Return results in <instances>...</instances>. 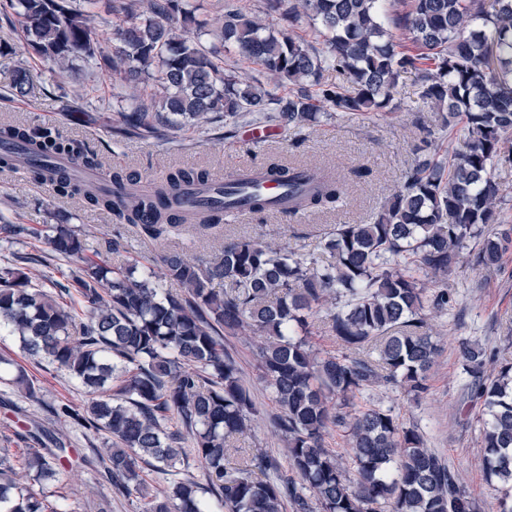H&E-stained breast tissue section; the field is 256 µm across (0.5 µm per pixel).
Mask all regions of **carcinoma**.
Wrapping results in <instances>:
<instances>
[{"label": "carcinoma", "instance_id": "cac0c4a2", "mask_svg": "<svg viewBox=\"0 0 512 512\" xmlns=\"http://www.w3.org/2000/svg\"><path fill=\"white\" fill-rule=\"evenodd\" d=\"M0 0V14L20 27L33 55L54 73L81 76L88 65L119 79L116 133L177 131L224 113V136L242 124L302 136L322 120L385 119L396 108L392 90L416 74L434 120L420 124L427 157L360 224H334L318 252L262 238H224L214 254L163 259L157 275L117 259L85 254L79 233L65 224H7L18 242L45 239L69 263L67 283L50 295L31 287L19 268H0V326L29 352L61 368L98 395L81 411L51 407L60 420L112 434L94 450L112 488L136 493L140 512H476L457 471L427 447L414 425L389 407H360L358 395L396 384L413 400L428 390L438 345L425 317L448 307V277L464 263L500 266L512 250V226L499 224L504 201L493 176L512 166V0H270L288 31L224 0L211 18L190 0ZM120 18L112 45L95 38L99 4ZM311 18L321 46L296 35ZM215 36L220 45L202 36ZM239 57L258 75L224 67ZM338 80H323L322 72ZM30 72L14 70L11 87L24 96ZM463 120L462 147L442 154V135ZM65 159L105 172V184L76 177ZM26 170L90 211L129 224L152 241L187 225L183 196L215 176L176 167L151 179L105 169L103 158L53 124H0V171ZM258 170L288 188V216L341 212L351 188L338 173L273 155ZM211 205L194 214L212 227L230 218ZM224 289H216V284ZM324 320L338 348L314 341ZM257 340L260 369L280 409L277 427L291 473L262 452L240 448L256 415L250 392L224 334ZM471 378L469 408L479 412L481 463L506 485L497 512H512V364L487 370L483 348L459 345ZM342 432L354 475L327 448ZM27 453L21 468L38 480H58L63 442ZM165 476L148 489L138 461ZM195 460L207 486L188 473ZM210 494L207 500L204 494ZM0 512H57L12 479L0 481Z\"/></svg>", "mask_w": 512, "mask_h": 512}]
</instances>
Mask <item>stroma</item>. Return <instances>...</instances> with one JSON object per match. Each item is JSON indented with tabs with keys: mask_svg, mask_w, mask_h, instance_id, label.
Wrapping results in <instances>:
<instances>
[{
	"mask_svg": "<svg viewBox=\"0 0 512 512\" xmlns=\"http://www.w3.org/2000/svg\"><path fill=\"white\" fill-rule=\"evenodd\" d=\"M12 41V50L0 55V122L52 123L69 137L85 140L103 155L107 164L135 171L145 177L161 175L183 165L205 166L214 174L229 175L244 163H261L271 153L305 161L349 175L355 168H367L366 176L354 178L352 204L336 214H312L298 220L276 215L266 219L226 222L224 228L174 234L164 242L139 237L133 230L118 229L107 215L89 211L74 200L57 197L51 187L31 181L21 172H0V267L15 264L27 255L23 268L34 287L50 290L49 279L60 261L42 242L20 245L4 233L7 224H67L78 230L89 255L108 261L112 241L120 239L121 257L129 262L152 265L154 258L168 254L189 256L210 251L224 236L262 237L278 243H305L314 249L318 235L329 224H356L365 220L382 203L389 190L403 182V175L415 162L413 145L418 123L430 122L432 109L418 94L414 74L401 76L394 90L399 109L386 120L331 121L300 138L274 136L266 144H252L247 127L236 137L225 138L223 119L180 131L158 129L148 136H120L107 120L92 124L71 121L69 107L93 111L100 100L111 98V71L97 69L81 79L63 83L54 79L42 64L29 55L21 32L12 30L0 18V38ZM27 65L32 89L26 96L13 93L10 79L18 65ZM451 300L447 311L426 320V330L436 336L441 351L429 372V390L420 402H412L404 391L382 384L366 391L365 401L390 407L405 423L417 426L429 447L442 454L465 479L482 512H495L497 493L485 477L479 461L480 443L476 415L464 412L469 380L462 371L457 346L467 340L486 348L496 363L512 362V251L504 255L500 268L486 271L470 266L448 279ZM227 348L243 370L244 383L256 405L253 427L241 439L242 447L275 458L283 456L282 437L275 423L278 408L265 387L258 368L256 348L251 340L228 336ZM0 358L12 367L24 368L34 386L26 393L0 382V456L15 459L23 449H37L28 430L42 427L62 439L66 446L64 479L40 485L25 472L17 479L32 492L43 490L76 504L78 512H98L109 501L111 512H140L136 496L116 494L111 482L84 462L93 449L108 447L105 431L84 429L58 421L50 411L64 401L80 408L88 396L66 371L30 356L19 339L0 331Z\"/></svg>",
	"mask_w": 512,
	"mask_h": 512,
	"instance_id": "stroma-1",
	"label": "stroma"
}]
</instances>
